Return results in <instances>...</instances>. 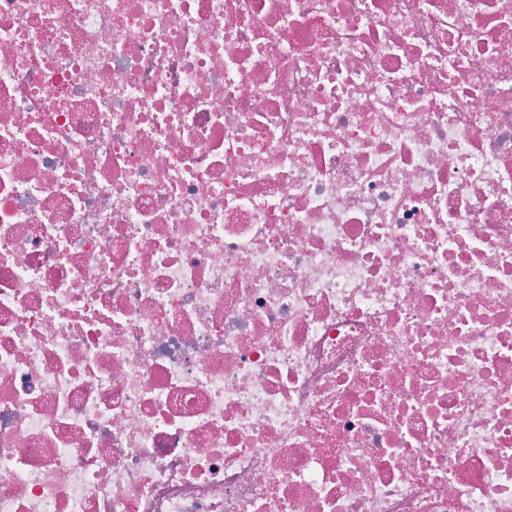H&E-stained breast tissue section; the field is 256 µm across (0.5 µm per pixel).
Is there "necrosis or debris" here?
Wrapping results in <instances>:
<instances>
[{
    "label": "necrosis or debris",
    "mask_w": 512,
    "mask_h": 512,
    "mask_svg": "<svg viewBox=\"0 0 512 512\" xmlns=\"http://www.w3.org/2000/svg\"><path fill=\"white\" fill-rule=\"evenodd\" d=\"M0 512H512V0H0Z\"/></svg>",
    "instance_id": "obj_1"
}]
</instances>
